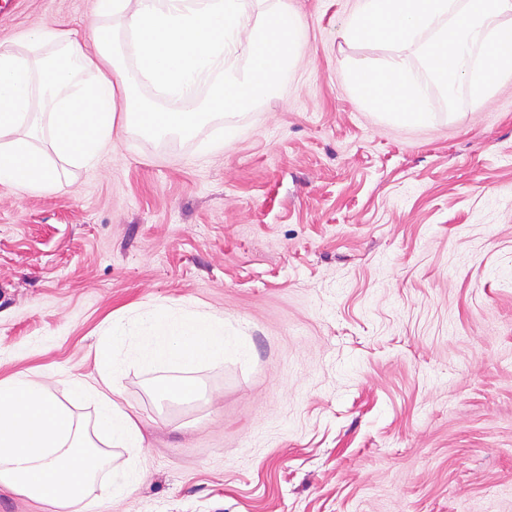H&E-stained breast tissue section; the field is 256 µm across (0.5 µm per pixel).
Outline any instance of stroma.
Segmentation results:
<instances>
[{
	"label": "stroma",
	"instance_id": "obj_1",
	"mask_svg": "<svg viewBox=\"0 0 512 512\" xmlns=\"http://www.w3.org/2000/svg\"><path fill=\"white\" fill-rule=\"evenodd\" d=\"M95 0H0V45ZM353 0H249L306 32L277 93L188 136L122 132L47 195L0 187V380L60 401L111 318L189 304L243 352L131 368L143 484L93 512H512V81L398 124L347 69ZM234 132L207 145L221 125ZM161 395L177 399H189L198 394V388L192 378L181 377L166 381L159 387Z\"/></svg>",
	"mask_w": 512,
	"mask_h": 512
}]
</instances>
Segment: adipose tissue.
Here are the masks:
<instances>
[{"label": "adipose tissue", "instance_id": "ef3b65f1", "mask_svg": "<svg viewBox=\"0 0 512 512\" xmlns=\"http://www.w3.org/2000/svg\"><path fill=\"white\" fill-rule=\"evenodd\" d=\"M105 22L87 39L55 21L32 28L19 46H0V186L45 195L65 166L91 165L109 152L116 130L137 126L158 139L188 133L205 114L264 101L287 80L304 30L291 16L251 22L247 0H95ZM244 45L247 68L225 66ZM161 89L169 108L142 99L125 60ZM208 92H201V84ZM223 317L170 305L110 322L97 348L96 377L69 381L61 403L27 373L0 381V486L44 500L57 512H89L91 489L119 501L143 481L145 438L119 402L130 368L175 370L161 395L195 397L186 370L241 350ZM91 403L94 422L72 407ZM126 454L114 463L110 449Z\"/></svg>", "mask_w": 512, "mask_h": 512}]
</instances>
